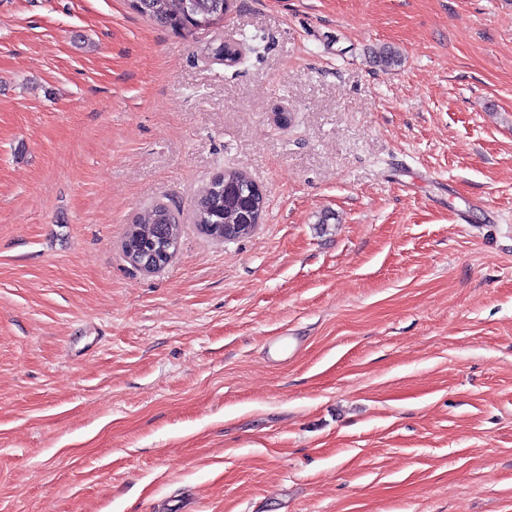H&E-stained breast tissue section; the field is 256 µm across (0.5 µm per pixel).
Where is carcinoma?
<instances>
[{
    "instance_id": "1",
    "label": "carcinoma",
    "mask_w": 512,
    "mask_h": 512,
    "mask_svg": "<svg viewBox=\"0 0 512 512\" xmlns=\"http://www.w3.org/2000/svg\"><path fill=\"white\" fill-rule=\"evenodd\" d=\"M130 5L138 14L180 35L219 24L227 10V0H130ZM253 186L254 181L240 170L214 176L195 201L190 221L207 237L228 241L224 225L260 221L266 213L267 199L257 198ZM181 235L180 214L158 202L145 207L127 225L121 250L126 256L140 246L150 248L163 236L178 240Z\"/></svg>"
}]
</instances>
